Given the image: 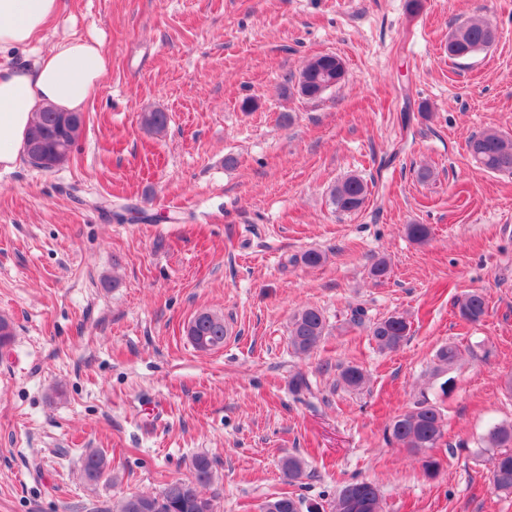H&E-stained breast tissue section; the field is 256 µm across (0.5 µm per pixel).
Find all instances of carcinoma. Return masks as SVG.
Wrapping results in <instances>:
<instances>
[{
	"label": "carcinoma",
	"mask_w": 512,
	"mask_h": 512,
	"mask_svg": "<svg viewBox=\"0 0 512 512\" xmlns=\"http://www.w3.org/2000/svg\"><path fill=\"white\" fill-rule=\"evenodd\" d=\"M453 49L450 57L464 59L489 47L495 41V28L483 18L472 19L450 33ZM301 76L309 80L304 92L309 98L320 97V83L332 80L339 83L344 76V64L334 55H321L311 59ZM169 117L162 111L146 112L142 116L143 127L154 135L163 133ZM61 113L42 109L36 113L30 131L40 132L39 167L55 168L67 160L79 139L83 127L69 124L59 131ZM472 159L483 169L492 172H512V138L497 131L488 130L473 136L468 141ZM367 186L357 176H350L331 193V202L343 212H356L365 204ZM459 316L477 323L486 314L485 297L478 291L465 294L455 302ZM326 319L316 307L297 311L291 320L289 342L294 353L308 355L318 348L326 336ZM410 333V323L402 315H391L372 324L370 335L377 347L386 352L399 350ZM186 336L200 350H214L224 346L226 327L224 316L201 312L194 316L187 327ZM461 351L454 345H443L436 353L434 375L448 373L459 359ZM339 382L352 389H359L366 380L363 370L348 364L339 367ZM387 441L394 442L413 453L426 452L439 447L444 438V413L436 404L421 396L406 411L394 416L385 428ZM486 447L497 448L493 470L490 474L492 488L504 494H512V423L495 425L487 434ZM303 459L290 456L283 460L282 470L290 482L300 479L305 473ZM85 478L90 482L101 479L112 472V462L96 450L88 451L83 460ZM214 482V472L209 458L201 456L193 463L191 477L170 479L160 492L131 494L116 506L115 512H217L216 496H207L203 489ZM276 512H382L381 494L378 486L368 480L352 479L344 482L336 496L326 503L308 502L285 492L269 500Z\"/></svg>",
	"instance_id": "carcinoma-1"
}]
</instances>
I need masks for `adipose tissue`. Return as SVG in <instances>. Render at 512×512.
I'll return each mask as SVG.
<instances>
[{"label":"adipose tissue","mask_w":512,"mask_h":512,"mask_svg":"<svg viewBox=\"0 0 512 512\" xmlns=\"http://www.w3.org/2000/svg\"><path fill=\"white\" fill-rule=\"evenodd\" d=\"M60 0H0V54L26 53L21 62L0 61V170H12L35 112L51 105L82 111L109 61L97 41L73 38L42 52L43 33Z\"/></svg>","instance_id":"ef3b65f1"}]
</instances>
